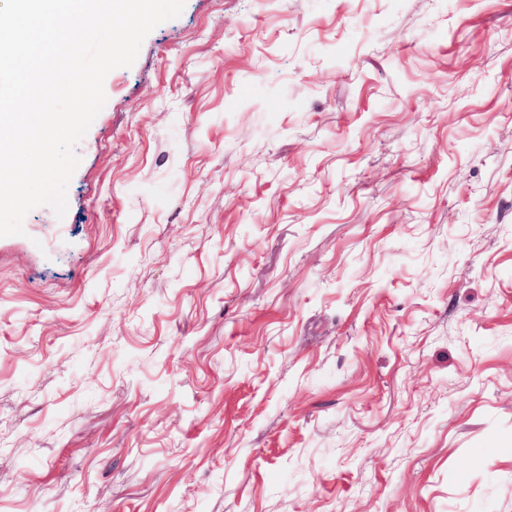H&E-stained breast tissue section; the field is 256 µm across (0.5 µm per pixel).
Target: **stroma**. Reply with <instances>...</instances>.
<instances>
[{
  "mask_svg": "<svg viewBox=\"0 0 512 512\" xmlns=\"http://www.w3.org/2000/svg\"><path fill=\"white\" fill-rule=\"evenodd\" d=\"M0 237V512H512V0H186Z\"/></svg>",
  "mask_w": 512,
  "mask_h": 512,
  "instance_id": "stroma-1",
  "label": "stroma"
}]
</instances>
